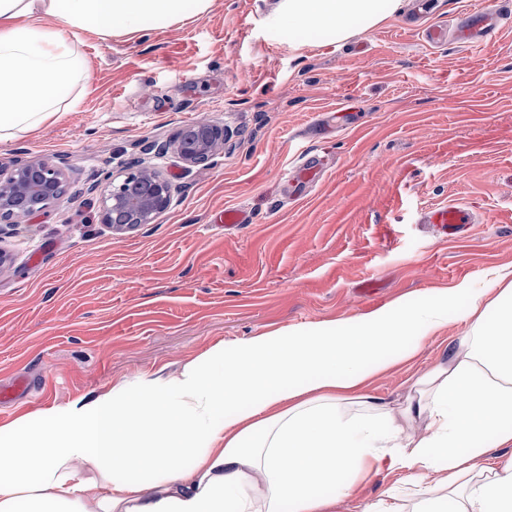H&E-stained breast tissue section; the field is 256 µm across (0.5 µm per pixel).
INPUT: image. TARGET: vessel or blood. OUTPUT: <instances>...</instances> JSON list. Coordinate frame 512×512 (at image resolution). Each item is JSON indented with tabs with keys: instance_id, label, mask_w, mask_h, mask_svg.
Instances as JSON below:
<instances>
[{
	"instance_id": "obj_1",
	"label": "vessel or blood",
	"mask_w": 512,
	"mask_h": 512,
	"mask_svg": "<svg viewBox=\"0 0 512 512\" xmlns=\"http://www.w3.org/2000/svg\"><path fill=\"white\" fill-rule=\"evenodd\" d=\"M512 27V0H495L493 7L479 8L468 12L455 26L429 25L424 30L425 40L433 45L456 41L461 46L480 48L497 40L500 33ZM324 172V166L310 148H301L298 163L289 174L296 187L314 185ZM423 223L434 225L448 238H456L470 224L476 223L475 214L463 204L452 201L424 213Z\"/></svg>"
}]
</instances>
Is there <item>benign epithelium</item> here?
I'll use <instances>...</instances> for the list:
<instances>
[{
	"instance_id": "benign-epithelium-1",
	"label": "benign epithelium",
	"mask_w": 512,
	"mask_h": 512,
	"mask_svg": "<svg viewBox=\"0 0 512 512\" xmlns=\"http://www.w3.org/2000/svg\"><path fill=\"white\" fill-rule=\"evenodd\" d=\"M222 147L224 128L202 119L193 125L191 143H185L180 136L172 146H162V151L172 152L185 167L191 168L206 164ZM63 187L62 171L46 162H20L7 174L0 171V221L11 223L19 217L14 211L16 198L38 199V212L60 196ZM171 197L170 182L156 170L141 167L125 180L112 183L104 197L103 222L117 233L150 224L169 206Z\"/></svg>"
}]
</instances>
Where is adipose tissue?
Returning <instances> with one entry per match:
<instances>
[{
	"instance_id": "obj_1",
	"label": "adipose tissue",
	"mask_w": 512,
	"mask_h": 512,
	"mask_svg": "<svg viewBox=\"0 0 512 512\" xmlns=\"http://www.w3.org/2000/svg\"><path fill=\"white\" fill-rule=\"evenodd\" d=\"M211 2L0 0V144L81 105L78 33L133 37ZM401 6L277 0L264 25L339 43ZM461 296L470 327L448 361L417 375L403 405L378 402L367 381L412 359ZM385 464L411 477L364 512H512V271L219 344L179 374L2 425L0 512H336Z\"/></svg>"
}]
</instances>
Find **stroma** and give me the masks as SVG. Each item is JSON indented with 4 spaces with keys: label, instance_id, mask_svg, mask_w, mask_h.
<instances>
[{
    "label": "stroma",
    "instance_id": "1",
    "mask_svg": "<svg viewBox=\"0 0 512 512\" xmlns=\"http://www.w3.org/2000/svg\"><path fill=\"white\" fill-rule=\"evenodd\" d=\"M274 0H212L207 14L135 39L83 35L91 70L78 111L0 144V165L45 160L65 190L0 226V425L179 373L202 352L265 333L344 323L403 298L512 269V29L477 52L427 44L403 24L445 23L487 0H403L383 26L340 44L271 37ZM224 148L184 168L157 146L200 118ZM326 171L296 193L293 147ZM173 184L166 210L122 234L102 194L137 163ZM451 200L478 222L440 237L422 214ZM230 208L252 221L216 227ZM468 300L417 356L375 376L392 405L446 359ZM408 472L383 470L338 512H363Z\"/></svg>",
    "mask_w": 512,
    "mask_h": 512
}]
</instances>
